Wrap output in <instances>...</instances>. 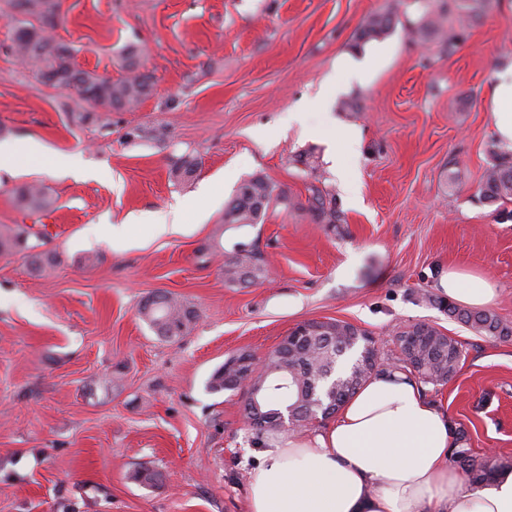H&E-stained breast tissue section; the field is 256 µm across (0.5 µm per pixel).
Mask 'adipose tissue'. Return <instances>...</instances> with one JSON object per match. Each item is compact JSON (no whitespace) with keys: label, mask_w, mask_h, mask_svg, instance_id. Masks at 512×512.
<instances>
[{"label":"adipose tissue","mask_w":512,"mask_h":512,"mask_svg":"<svg viewBox=\"0 0 512 512\" xmlns=\"http://www.w3.org/2000/svg\"><path fill=\"white\" fill-rule=\"evenodd\" d=\"M498 146L512 151V62L488 88ZM450 299L485 308L497 290L462 269L443 273ZM446 408L405 372L368 380L323 428L268 439L249 473L250 512H512V471L468 488L449 463Z\"/></svg>","instance_id":"obj_1"}]
</instances>
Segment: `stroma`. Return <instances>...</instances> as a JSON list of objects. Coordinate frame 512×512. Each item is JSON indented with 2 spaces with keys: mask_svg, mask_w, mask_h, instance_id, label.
I'll return each mask as SVG.
<instances>
[{
  "mask_svg": "<svg viewBox=\"0 0 512 512\" xmlns=\"http://www.w3.org/2000/svg\"><path fill=\"white\" fill-rule=\"evenodd\" d=\"M438 0H62L59 38L86 70L123 75L135 44L153 76L132 110L88 107L33 78L0 51V143L38 154L0 169V232L42 231L37 258L0 252V512H248L259 435L242 391L214 392L212 373L239 353L264 358L297 324L338 319L366 330L386 362L395 335L427 323L464 359L431 390L476 453L512 458V340L450 320L436 283L450 268L491 278L492 310L512 322V200L478 190L495 149L487 88L512 60V0L465 22L462 38H413ZM393 10L385 37L361 41L372 13ZM386 49L368 85L333 102L337 127L362 135L344 158L361 183L352 204L325 146L287 126L356 50ZM165 128V140L152 129ZM337 127L328 128L335 135ZM201 160L185 184L172 160ZM67 157L70 168H60ZM84 169V176L73 173ZM282 195L264 223L221 224L249 175ZM43 185L52 212L28 215L15 188ZM343 217L322 224L309 186ZM178 210L182 233L134 223ZM126 225L127 248L112 247ZM255 246L263 283L224 281V252ZM167 291L191 306L189 332L167 341L138 314ZM157 484L135 480L142 469Z\"/></svg>",
  "mask_w": 512,
  "mask_h": 512,
  "instance_id": "35a3bbf8",
  "label": "stroma"
}]
</instances>
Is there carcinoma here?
Instances as JSON below:
<instances>
[{"mask_svg":"<svg viewBox=\"0 0 512 512\" xmlns=\"http://www.w3.org/2000/svg\"><path fill=\"white\" fill-rule=\"evenodd\" d=\"M8 14L13 16L9 43L0 47L14 56L39 81L49 76L59 77V89L72 91L91 108L132 110L153 89V77L140 71V51L130 44L123 49L125 74L117 79L104 77L80 68L75 49L55 39L60 24V0H4ZM440 15L426 13L420 23L409 28L413 37L425 38L433 32L444 31ZM396 17L390 13L370 15L357 33V39H376L387 35L395 26ZM492 163L486 169L479 195L488 202L512 199V156L492 152ZM197 157L186 154L169 173L170 180L181 184L192 180L199 169ZM20 207L31 213L44 212L53 205L46 190L28 184L16 190ZM279 198L275 186L263 175L243 181L235 195L224 206L221 223L232 228L259 224L273 201ZM309 208L323 224H339L341 214L328 202L319 188L311 187ZM30 249L22 234H0V250ZM264 280L266 260L256 248L241 245L227 254L224 278L230 283ZM453 319L472 328L491 340L506 342L512 339V322L497 314L463 307L453 302L442 305ZM141 318L158 336L176 339L187 333L196 313L188 305L166 291L147 297L139 306ZM308 324L315 330L278 349L272 350L260 365L265 375L257 404L267 413L288 416V426L301 428L332 416L368 378L385 369L369 333L341 320L316 321ZM400 336L416 337L413 350L400 359L399 369L413 375L423 385L443 386L456 374L464 357L461 343L432 325L419 323L398 332ZM209 388L215 392L238 388V377L223 364L211 376ZM450 460L466 481L479 486L504 470H512V459L498 455H477L468 447L467 434L454 429V446Z\"/></svg>","mask_w":512,"mask_h":512,"instance_id":"cac0c4a2","label":"carcinoma"}]
</instances>
